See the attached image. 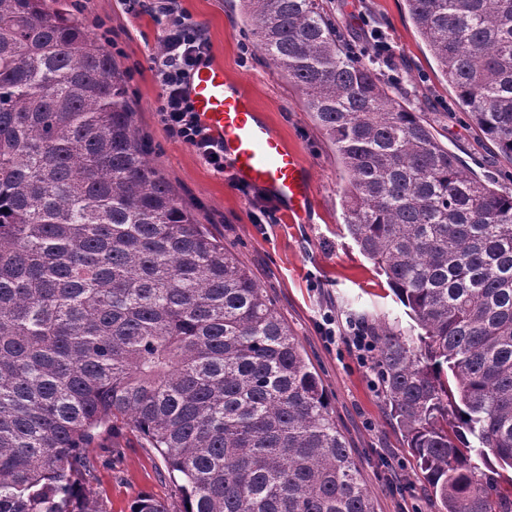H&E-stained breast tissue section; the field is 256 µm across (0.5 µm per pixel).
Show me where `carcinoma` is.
<instances>
[{
	"label": "carcinoma",
	"mask_w": 512,
	"mask_h": 512,
	"mask_svg": "<svg viewBox=\"0 0 512 512\" xmlns=\"http://www.w3.org/2000/svg\"><path fill=\"white\" fill-rule=\"evenodd\" d=\"M0 0V512H106L84 454L127 422L180 508L375 512L322 380L264 288L151 166L108 47ZM512 160V0H405ZM345 174V223L424 331L374 369L437 512H512V192L464 170L321 0H243Z\"/></svg>",
	"instance_id": "carcinoma-1"
}]
</instances>
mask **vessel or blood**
Returning a JSON list of instances; mask_svg holds the SVG:
<instances>
[{
	"label": "vessel or blood",
	"instance_id": "b4317fda",
	"mask_svg": "<svg viewBox=\"0 0 512 512\" xmlns=\"http://www.w3.org/2000/svg\"><path fill=\"white\" fill-rule=\"evenodd\" d=\"M189 92L201 122L223 145L237 181L285 202L290 215L305 213L312 196L307 165L252 101L225 80L223 67L200 65Z\"/></svg>",
	"mask_w": 512,
	"mask_h": 512
}]
</instances>
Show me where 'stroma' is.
<instances>
[{
	"mask_svg": "<svg viewBox=\"0 0 512 512\" xmlns=\"http://www.w3.org/2000/svg\"><path fill=\"white\" fill-rule=\"evenodd\" d=\"M70 18L99 35L112 30L114 62L128 77L137 128L150 144L149 160L182 203L265 289L319 373L376 512H434L400 431L382 397L372 363L352 346L353 326L368 334L387 330L414 335V323L396 301L386 278L348 234L342 206L341 169L316 129L299 90L289 85L248 35L241 0H176L211 44L210 59L239 86L309 167L314 192L303 217H290L266 192L243 195L232 169L214 171L190 146L170 137L156 109L160 84L150 57L161 48L162 31L150 12L129 11L124 0H62ZM346 43L371 44L380 32L391 46L390 62H377L386 78L410 76L424 116L438 139L465 168L512 192V160L481 137L458 107L452 90L417 35L404 0H323ZM332 312L339 326L334 343L319 321ZM96 463L90 489L107 512H129L136 499H173L174 487L160 456L131 426L98 430L87 450Z\"/></svg>",
	"mask_w": 512,
	"mask_h": 512,
	"instance_id": "stroma-1",
	"label": "stroma"
}]
</instances>
